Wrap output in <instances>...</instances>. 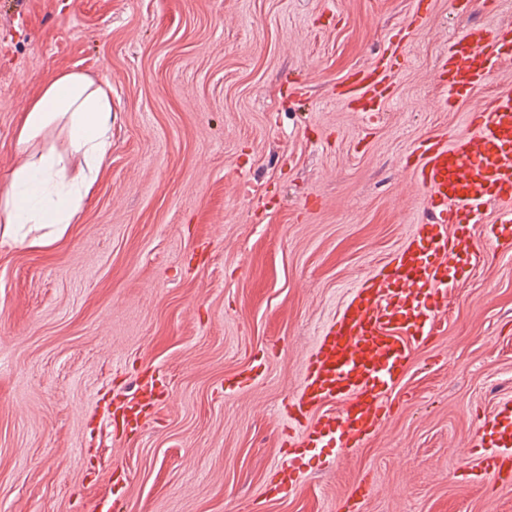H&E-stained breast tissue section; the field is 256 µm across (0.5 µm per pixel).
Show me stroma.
<instances>
[{"label": "stroma", "instance_id": "1", "mask_svg": "<svg viewBox=\"0 0 512 512\" xmlns=\"http://www.w3.org/2000/svg\"><path fill=\"white\" fill-rule=\"evenodd\" d=\"M0 0V178L38 87H112V148L75 224L0 246V512H512L457 475L512 398V255L486 248L444 331L415 349L381 430L271 490L289 399L320 328L422 219L407 165L467 134L512 65L446 103L434 76L512 0ZM409 28L378 118L342 94ZM259 376H251L252 366ZM155 413L123 437L112 401ZM370 490L359 503L349 496ZM160 400V393L155 384L142 385L136 397L132 399H119L114 401L115 412L112 416L116 424L117 417L121 416L122 425L125 427H139L144 417L149 416Z\"/></svg>", "mask_w": 512, "mask_h": 512}]
</instances>
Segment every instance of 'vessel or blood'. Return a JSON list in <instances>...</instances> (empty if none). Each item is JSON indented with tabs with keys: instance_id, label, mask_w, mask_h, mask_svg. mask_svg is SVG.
Masks as SVG:
<instances>
[{
	"instance_id": "obj_1",
	"label": "vessel or blood",
	"mask_w": 512,
	"mask_h": 512,
	"mask_svg": "<svg viewBox=\"0 0 512 512\" xmlns=\"http://www.w3.org/2000/svg\"><path fill=\"white\" fill-rule=\"evenodd\" d=\"M400 46L390 38L373 67L350 73L344 85L361 111L374 116L387 98V76ZM512 61V26L467 29L452 43L436 74L449 97L465 96L491 82ZM473 130L445 143L421 141L413 173L424 189L421 224L393 257L352 290L336 318L318 336L301 369V389L288 403V420L303 424L274 472L279 492L293 490L310 449L355 448L374 436L388 411V395L401 381L415 346L443 330L448 293L461 269L478 257L471 228L485 209L500 207L487 238L512 252V89L481 103ZM160 400L152 384L115 402L123 426H140ZM461 466L484 481H512V400L480 423Z\"/></svg>"
}]
</instances>
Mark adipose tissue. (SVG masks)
I'll use <instances>...</instances> for the list:
<instances>
[{"mask_svg": "<svg viewBox=\"0 0 512 512\" xmlns=\"http://www.w3.org/2000/svg\"><path fill=\"white\" fill-rule=\"evenodd\" d=\"M58 121L65 124L71 153L80 159L76 170H68L54 150L33 147ZM111 130L109 86L68 71L39 87L19 122L20 159L0 181V245L17 242L19 230L29 224H52L57 234L66 232L109 154Z\"/></svg>", "mask_w": 512, "mask_h": 512, "instance_id": "obj_1", "label": "adipose tissue"}]
</instances>
